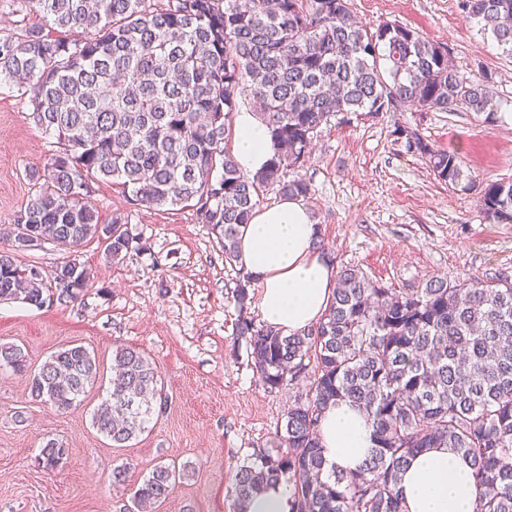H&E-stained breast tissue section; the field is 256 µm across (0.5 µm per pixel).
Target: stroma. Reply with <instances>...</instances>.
I'll return each instance as SVG.
<instances>
[{"mask_svg":"<svg viewBox=\"0 0 512 512\" xmlns=\"http://www.w3.org/2000/svg\"><path fill=\"white\" fill-rule=\"evenodd\" d=\"M350 8L373 28L398 21L418 29L448 48L461 73L490 71L498 112L487 122L462 107L421 112L405 104L375 118L336 116L318 128L301 174L312 185L305 204L336 264L402 291L432 278H512V223L488 219L480 202L486 185L512 180V57L456 0H351ZM29 113L27 99L0 88V225L13 222L30 188L27 172L43 167L54 148ZM407 128L458 153L473 189L436 180L425 158L407 150ZM91 202L105 221L113 210L128 211L148 250L115 262L91 241L24 255L48 271L78 259L94 285L67 306L0 303V344L29 359L28 371H0V512H119L161 462L186 475L157 512H235L236 468L270 440L296 392L267 389L254 376L234 335L235 273L191 208L134 206L108 181L95 183ZM73 343L106 370L119 346L139 348L157 367L167 405L131 447H113L91 425L88 410L105 387L94 386L84 407L66 413L32 395L31 369ZM51 438L69 455L50 472L38 458ZM126 461L129 480L113 486V467Z\"/></svg>","mask_w":512,"mask_h":512,"instance_id":"stroma-1","label":"stroma"}]
</instances>
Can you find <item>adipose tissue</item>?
<instances>
[{"label": "adipose tissue", "instance_id": "obj_1", "mask_svg": "<svg viewBox=\"0 0 512 512\" xmlns=\"http://www.w3.org/2000/svg\"><path fill=\"white\" fill-rule=\"evenodd\" d=\"M232 155L247 174L262 171L273 156L264 124L252 112L233 117ZM321 228L302 199L282 197L255 208L239 235V261L258 290L261 319L282 334L316 325L336 286L337 267L318 245ZM366 415L350 402L329 405L318 437L328 467L355 470L372 446ZM405 512H474L470 466L446 448H429L411 461L400 484Z\"/></svg>", "mask_w": 512, "mask_h": 512}]
</instances>
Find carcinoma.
<instances>
[{
  "mask_svg": "<svg viewBox=\"0 0 512 512\" xmlns=\"http://www.w3.org/2000/svg\"><path fill=\"white\" fill-rule=\"evenodd\" d=\"M40 5L44 26L0 39V85L28 97L30 118L56 139L13 223L0 226V302L41 308L49 296L77 301L92 271L77 259L35 274L23 254L51 243L69 249L102 240L106 257L148 247L120 209L104 223L88 183L110 180L146 208L185 206L208 224L236 270L235 336L270 390L304 385L272 444L261 445L234 478L237 512L284 480L291 512H403L402 471L423 448H449L471 468L475 512H512V280L431 279L400 291L354 266L337 268L323 320L284 336L251 316L253 279L239 265L238 240L260 192L307 198L297 175L314 133L339 114L378 115L403 104L427 111L464 107L492 121L491 75L466 77L446 48L416 29L354 20L349 0H15ZM457 7L512 54V0H457ZM60 29L51 36L44 29ZM246 93L259 105L275 146L268 167L245 175L231 155L233 116ZM441 181L473 188L457 155L401 130ZM487 217L512 221V181L480 197ZM21 372L23 351L0 344V368ZM115 379L91 413L96 430L126 448L166 404L156 366L135 347L112 353ZM100 377L94 353L70 344L43 362L31 391L57 410L83 405ZM348 400L372 427L359 470L326 467L316 437L322 411ZM69 449L45 442L39 465L56 469ZM185 473L158 464L133 495L134 508L166 501Z\"/></svg>",
  "mask_w": 512,
  "mask_h": 512,
  "instance_id": "1",
  "label": "carcinoma"
}]
</instances>
